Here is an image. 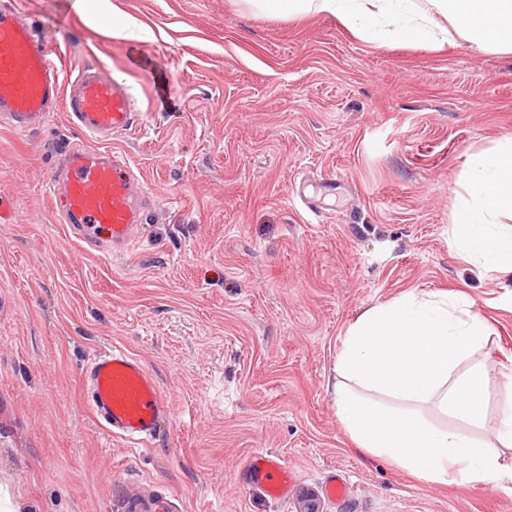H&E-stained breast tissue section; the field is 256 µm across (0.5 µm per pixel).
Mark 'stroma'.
<instances>
[{
  "label": "stroma",
  "instance_id": "obj_1",
  "mask_svg": "<svg viewBox=\"0 0 512 512\" xmlns=\"http://www.w3.org/2000/svg\"><path fill=\"white\" fill-rule=\"evenodd\" d=\"M68 71L126 83L137 126L110 147L148 220L108 256L69 237L50 178L79 134L63 112L0 129V507L120 512L117 480L177 512H512V481L435 484L360 453L336 415V357L369 307L473 303L488 367L512 369V293L450 245L473 155L512 137V55L461 39L371 41L314 12L243 0H18ZM139 356L171 398L152 444L95 419V351ZM296 477L244 481L257 451ZM344 499L322 494L330 476ZM247 483L261 486L273 498H286L293 485V475L281 457L272 452L252 454L245 468Z\"/></svg>",
  "mask_w": 512,
  "mask_h": 512
}]
</instances>
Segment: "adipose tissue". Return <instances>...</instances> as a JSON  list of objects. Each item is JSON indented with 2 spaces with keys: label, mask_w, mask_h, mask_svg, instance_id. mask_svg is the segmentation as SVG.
<instances>
[{
  "label": "adipose tissue",
  "mask_w": 512,
  "mask_h": 512,
  "mask_svg": "<svg viewBox=\"0 0 512 512\" xmlns=\"http://www.w3.org/2000/svg\"><path fill=\"white\" fill-rule=\"evenodd\" d=\"M274 16L327 14L350 29L404 38L455 34L480 51L512 53V0H246ZM454 250L512 286V138L473 157L462 183ZM491 329L472 304L409 293L367 309L349 326L336 358L337 415L359 449L431 483L483 484L505 470L512 447V372L495 443L484 391L492 376L478 354ZM452 416L454 426L426 418Z\"/></svg>",
  "instance_id": "ef3b65f1"
}]
</instances>
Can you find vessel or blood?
Segmentation results:
<instances>
[{
  "instance_id": "vessel-or-blood-1",
  "label": "vessel or blood",
  "mask_w": 512,
  "mask_h": 512,
  "mask_svg": "<svg viewBox=\"0 0 512 512\" xmlns=\"http://www.w3.org/2000/svg\"><path fill=\"white\" fill-rule=\"evenodd\" d=\"M64 112L82 135L52 175L57 223L93 249L120 251L142 224L145 201L128 160L109 144L135 123L128 87L101 68L64 72L40 46L16 0H0V121L30 132ZM91 410L113 436L143 441L159 434L171 411L168 397L141 358L122 346L95 354L83 371ZM248 484L287 497L293 475L277 454H252ZM169 496L137 489L122 495V512H173Z\"/></svg>"
}]
</instances>
